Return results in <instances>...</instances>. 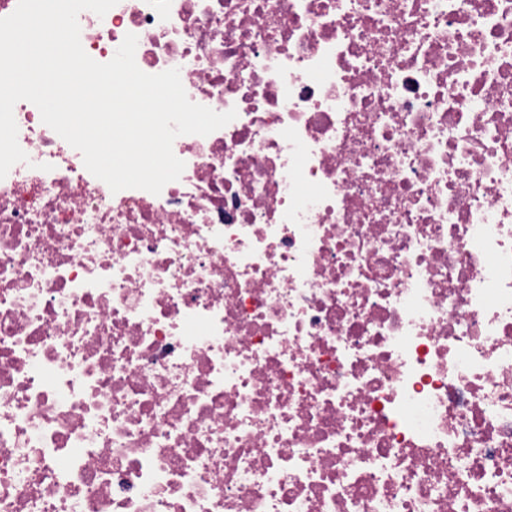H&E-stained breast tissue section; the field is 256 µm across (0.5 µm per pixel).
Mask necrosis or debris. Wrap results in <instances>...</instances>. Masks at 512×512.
<instances>
[{
    "label": "necrosis or debris",
    "instance_id": "obj_1",
    "mask_svg": "<svg viewBox=\"0 0 512 512\" xmlns=\"http://www.w3.org/2000/svg\"><path fill=\"white\" fill-rule=\"evenodd\" d=\"M236 118L112 192L21 101L0 512H512V0H118Z\"/></svg>",
    "mask_w": 512,
    "mask_h": 512
}]
</instances>
